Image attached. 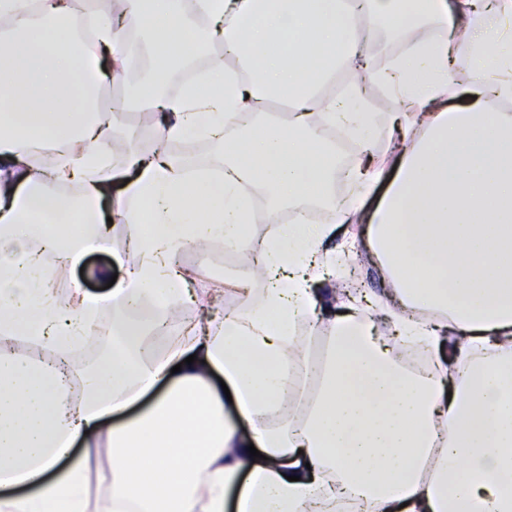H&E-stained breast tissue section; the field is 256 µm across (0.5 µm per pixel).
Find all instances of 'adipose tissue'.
Instances as JSON below:
<instances>
[{"instance_id":"ef3b65f1","label":"adipose tissue","mask_w":512,"mask_h":512,"mask_svg":"<svg viewBox=\"0 0 512 512\" xmlns=\"http://www.w3.org/2000/svg\"><path fill=\"white\" fill-rule=\"evenodd\" d=\"M115 3L85 10L87 42L71 0H0V512H87L104 471L112 512H334L344 499L361 512H512V114L482 109L512 98V0H364L358 32L353 0ZM199 17L251 77L214 56L198 85L158 92L198 51ZM427 23L434 34L416 37ZM379 30L403 41L384 69L366 49ZM462 52L472 83L459 91ZM138 60L151 75L138 100L166 119L151 150L119 162L101 90ZM340 64L350 85L336 100L319 79ZM372 81L395 103L390 167L374 164L377 122L357 106ZM285 90L291 120H256ZM411 114L426 125L413 143ZM330 125L363 144L347 171ZM196 136L223 143L221 181L188 177L169 153ZM257 187L299 221L241 255L243 279L198 287L173 256L237 248ZM116 194L126 205L111 206ZM316 202L334 223L309 219ZM340 224L366 225L396 309L316 295L336 274ZM99 250L137 261L117 279L99 270L109 291L58 294L56 279ZM189 306L194 318L146 353ZM93 321L112 344L73 374ZM27 339L51 358L22 353ZM417 345L424 374L406 366Z\"/></svg>"}]
</instances>
